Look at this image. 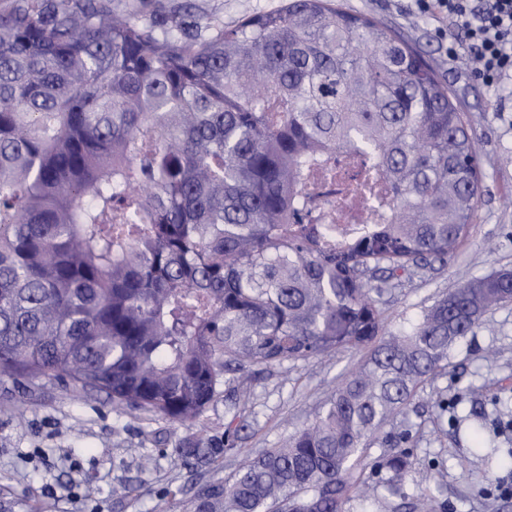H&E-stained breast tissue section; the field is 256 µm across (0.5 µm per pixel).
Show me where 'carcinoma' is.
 Segmentation results:
<instances>
[{
	"label": "carcinoma",
	"instance_id": "carcinoma-1",
	"mask_svg": "<svg viewBox=\"0 0 512 512\" xmlns=\"http://www.w3.org/2000/svg\"><path fill=\"white\" fill-rule=\"evenodd\" d=\"M365 161L354 179L335 155ZM341 180L339 204L321 187ZM473 126L396 29L327 0L231 27L112 0H0V376L69 377L118 409L198 420L220 392L222 448L259 367L366 352L321 411L189 512H346L402 493L407 416L512 270L388 330L385 285L470 235ZM466 394L439 392L436 417ZM391 448L360 460L387 423Z\"/></svg>",
	"mask_w": 512,
	"mask_h": 512
}]
</instances>
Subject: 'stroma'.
I'll return each instance as SVG.
<instances>
[{
    "instance_id": "1",
    "label": "stroma",
    "mask_w": 512,
    "mask_h": 512,
    "mask_svg": "<svg viewBox=\"0 0 512 512\" xmlns=\"http://www.w3.org/2000/svg\"><path fill=\"white\" fill-rule=\"evenodd\" d=\"M144 6H189L231 26L279 9L284 0H142ZM355 14L375 17L407 37L432 60L460 112L477 131L482 189L470 236L438 271L402 277L383 297L388 328L413 323L434 302L463 283L512 269V86L487 89L469 67L448 61L441 24L419 13L412 0H339ZM505 111H496V104ZM363 355L346 350L330 358L288 363L256 375L246 402V425L236 447L209 466L182 468L173 448H223L224 399H216L189 426L142 411L114 410L106 394L82 399L78 387L55 379L25 392L0 377V512H167L170 499L188 505L197 489L230 478L241 460L275 447L308 424L339 378ZM473 393L455 422L430 417L442 389ZM412 415L416 440L403 494L353 497L346 512H409L408 499L440 489L432 512H512V497L494 483L512 477V304L490 311L474 337L455 348L446 375L425 382ZM132 493L119 497L123 488Z\"/></svg>"
}]
</instances>
